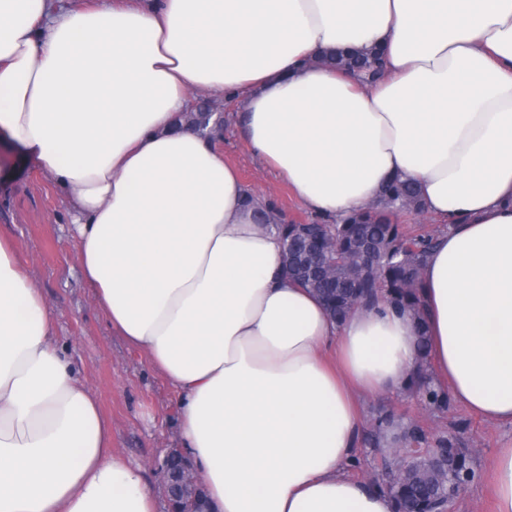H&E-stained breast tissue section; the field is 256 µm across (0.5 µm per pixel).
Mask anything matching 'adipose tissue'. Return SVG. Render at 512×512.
<instances>
[{"instance_id": "ef3b65f1", "label": "adipose tissue", "mask_w": 512, "mask_h": 512, "mask_svg": "<svg viewBox=\"0 0 512 512\" xmlns=\"http://www.w3.org/2000/svg\"><path fill=\"white\" fill-rule=\"evenodd\" d=\"M382 48L363 85L315 64ZM240 102L250 151L312 215L415 180L443 234L421 274L429 361L452 401L512 425V0H0V140L74 211L113 331L178 394L213 512H395L348 474L361 398L401 390L413 319L344 322L292 280L214 140L176 129L189 93ZM0 237V512H158ZM512 512V441L493 460Z\"/></svg>"}]
</instances>
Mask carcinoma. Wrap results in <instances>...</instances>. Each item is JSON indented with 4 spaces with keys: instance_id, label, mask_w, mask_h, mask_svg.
Returning <instances> with one entry per match:
<instances>
[{
    "instance_id": "1",
    "label": "carcinoma",
    "mask_w": 512,
    "mask_h": 512,
    "mask_svg": "<svg viewBox=\"0 0 512 512\" xmlns=\"http://www.w3.org/2000/svg\"><path fill=\"white\" fill-rule=\"evenodd\" d=\"M320 63L361 72L369 81L381 75L379 52L336 51L320 59ZM183 120L194 130L212 136L222 128L213 121L205 107L183 113ZM424 211L423 200L414 182L394 180L381 191L380 199L367 210L336 224L317 220L311 224H288L279 216L274 201H267L262 214L271 218L269 225L283 244V259L288 263L303 247L306 236L327 238V246L335 249L334 271L327 277L294 275L299 283L312 289L326 309L343 319L354 307L378 296L398 311L412 313L420 328V356L411 373V387L422 392L428 404L444 409L451 404L448 392L432 386L428 374L425 320L422 316L419 288L423 263L436 243L434 234H412L394 221L397 213ZM473 458L459 446V439L450 435L437 440L428 456H416L400 467L381 489L394 499L397 512L412 502L421 510H429L432 499L440 493L453 495L458 488L474 481Z\"/></svg>"
}]
</instances>
